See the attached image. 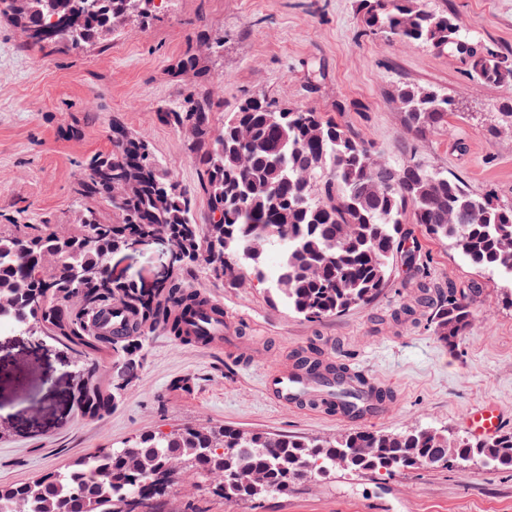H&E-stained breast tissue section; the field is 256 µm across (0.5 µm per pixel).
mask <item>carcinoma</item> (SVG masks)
<instances>
[{"mask_svg":"<svg viewBox=\"0 0 512 512\" xmlns=\"http://www.w3.org/2000/svg\"><path fill=\"white\" fill-rule=\"evenodd\" d=\"M56 0H0V13L34 32L28 48L74 50L66 23L53 20ZM151 0H106L84 19L80 43L103 44L129 16L148 18ZM362 23L403 41L438 46L462 39L455 18L432 12L422 0H361ZM472 69L488 82L512 77V58L492 48L465 50ZM199 78L183 101L159 110L160 119L183 133L199 169L194 187L179 181L142 137L112 126L111 147L83 163L75 194L80 224L58 234L45 224L0 226V300L14 314L0 317L13 329H46L90 352L135 349L161 327L185 342L183 321L201 304L184 273L198 265L214 275L231 267L237 278L268 282L276 298L311 321L339 316L373 300L391 275L395 256L405 254V226L450 243L478 272L512 275V202L472 194L455 175L417 162L380 164L351 132L313 110L248 98L213 128L223 107L200 58L187 53L172 64ZM409 129L424 134L448 123L455 100L406 85L399 90ZM193 113L195 121L184 124ZM207 196L204 223L194 198ZM112 211L108 220L102 210ZM161 228L178 254L177 272L147 291L112 276L106 258L128 240ZM124 312L131 327L123 336L102 331L108 308ZM472 303L454 291L437 301L433 333L453 346L471 324ZM336 384L374 391L362 374L340 363ZM111 393L87 371L81 399L85 415L99 417ZM373 448L361 456L357 449ZM140 470L129 465V455ZM343 455L351 471L387 473L420 466H482L512 469V433L474 442L428 427L392 433L350 430L332 440L231 428H185L143 433L119 446L78 459L16 487H0V505L27 499V512H129L134 503L164 497L177 481L174 460L201 477L220 475L214 492L228 504L268 493H286L305 474L325 475ZM260 471L253 483L244 474Z\"/></svg>","mask_w":512,"mask_h":512,"instance_id":"obj_1","label":"carcinoma"}]
</instances>
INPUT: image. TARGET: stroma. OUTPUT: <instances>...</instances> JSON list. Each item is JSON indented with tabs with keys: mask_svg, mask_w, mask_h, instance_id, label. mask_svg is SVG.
<instances>
[{
	"mask_svg": "<svg viewBox=\"0 0 512 512\" xmlns=\"http://www.w3.org/2000/svg\"><path fill=\"white\" fill-rule=\"evenodd\" d=\"M457 18L475 49L512 54V0H423ZM359 0H156L148 21L134 20L102 48L34 54L19 27L0 15V224L47 223L63 233L77 222L81 164L109 146L113 123L143 136L183 184L197 169L183 133L159 121L182 99L195 72L173 75L174 60L220 41L202 55L226 112L257 95L312 109L348 128L380 161H416L456 175L476 195L512 202V79L488 83L469 61L446 49L405 44L368 30ZM411 84L454 99L443 128H407L396 89ZM79 124L82 134L65 137ZM418 247L416 270L395 257L392 277L371 302L311 321L252 282L230 284L197 268L189 284L224 308L241 331L240 353L185 345L163 330L129 356L103 349L87 357L44 332L0 331V487L39 475L146 431L233 426L271 434L331 438L348 430L398 431L429 426L468 436L466 416L497 405L512 432V283L480 275L448 243L407 227ZM160 237L133 240L112 256V274L154 288L173 272ZM481 289L474 316L455 347L431 327L433 293ZM349 365L389 387L393 400L369 421L320 409L281 408L264 393L266 372L296 354ZM114 389L110 410L80 406L87 366ZM212 480L186 475L160 512H512V471L419 468L388 474L336 469L309 476L288 494L226 504Z\"/></svg>",
	"mask_w": 512,
	"mask_h": 512,
	"instance_id": "35a3bbf8",
	"label": "stroma"
}]
</instances>
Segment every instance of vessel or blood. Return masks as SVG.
<instances>
[{
  "instance_id": "b4317fda",
  "label": "vessel or blood",
  "mask_w": 512,
  "mask_h": 512,
  "mask_svg": "<svg viewBox=\"0 0 512 512\" xmlns=\"http://www.w3.org/2000/svg\"><path fill=\"white\" fill-rule=\"evenodd\" d=\"M185 333L200 336L202 345L220 346L234 342L235 331L212 306L200 307L183 325ZM266 395L283 408H298L309 405L310 401L325 399L335 401L336 378L329 373L327 366H320L318 373L312 374L293 364L266 373L263 379ZM471 427L480 433L496 429L499 414L493 404H486L473 411L469 417Z\"/></svg>"
}]
</instances>
